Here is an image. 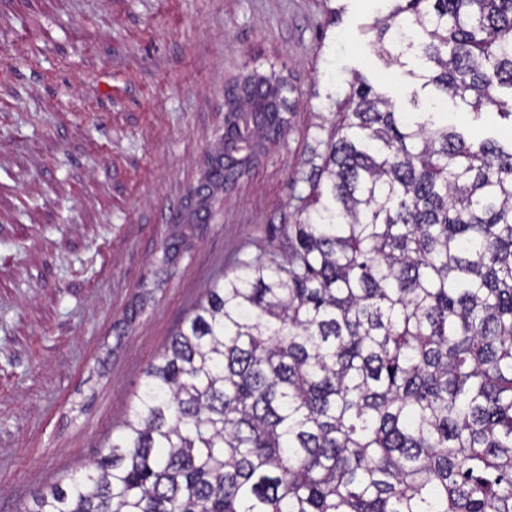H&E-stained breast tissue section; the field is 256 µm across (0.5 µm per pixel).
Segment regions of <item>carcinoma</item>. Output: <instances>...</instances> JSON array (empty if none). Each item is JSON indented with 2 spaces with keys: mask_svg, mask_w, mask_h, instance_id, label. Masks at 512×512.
<instances>
[{
  "mask_svg": "<svg viewBox=\"0 0 512 512\" xmlns=\"http://www.w3.org/2000/svg\"><path fill=\"white\" fill-rule=\"evenodd\" d=\"M378 25L422 87L512 119V0ZM277 83L225 89L193 215L282 135ZM327 149L281 254L215 282L99 457L22 512H512V127L476 138L356 77Z\"/></svg>",
  "mask_w": 512,
  "mask_h": 512,
  "instance_id": "carcinoma-1",
  "label": "carcinoma"
}]
</instances>
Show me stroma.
Listing matches in <instances>:
<instances>
[{
    "instance_id": "35a3bbf8",
    "label": "stroma",
    "mask_w": 512,
    "mask_h": 512,
    "mask_svg": "<svg viewBox=\"0 0 512 512\" xmlns=\"http://www.w3.org/2000/svg\"><path fill=\"white\" fill-rule=\"evenodd\" d=\"M406 3L0 0V512L94 460L207 289L280 246L353 75L403 111L504 127L378 56L376 20ZM252 71L287 82V131L189 219L224 90Z\"/></svg>"
}]
</instances>
